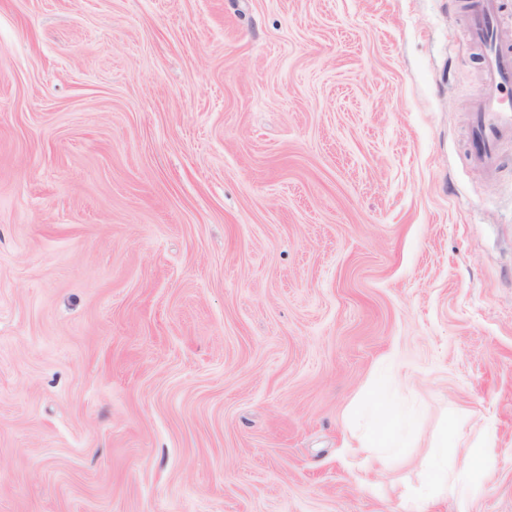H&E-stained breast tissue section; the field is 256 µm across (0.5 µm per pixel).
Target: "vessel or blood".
<instances>
[{"mask_svg":"<svg viewBox=\"0 0 512 512\" xmlns=\"http://www.w3.org/2000/svg\"><path fill=\"white\" fill-rule=\"evenodd\" d=\"M465 34L481 51L486 87L474 109L471 157L494 174L501 164L499 145L512 136V34L504 29L500 0H471Z\"/></svg>","mask_w":512,"mask_h":512,"instance_id":"vessel-or-blood-1","label":"vessel or blood"}]
</instances>
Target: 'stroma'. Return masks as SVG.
<instances>
[{
	"label": "stroma",
	"instance_id": "1",
	"mask_svg": "<svg viewBox=\"0 0 512 512\" xmlns=\"http://www.w3.org/2000/svg\"><path fill=\"white\" fill-rule=\"evenodd\" d=\"M467 0H0V512H512V138ZM384 383L398 459L355 454ZM500 0H471L466 14L467 40L480 48L486 91L474 109L471 158L487 172L500 168L499 145L512 136V50L509 32L503 26Z\"/></svg>",
	"mask_w": 512,
	"mask_h": 512
}]
</instances>
